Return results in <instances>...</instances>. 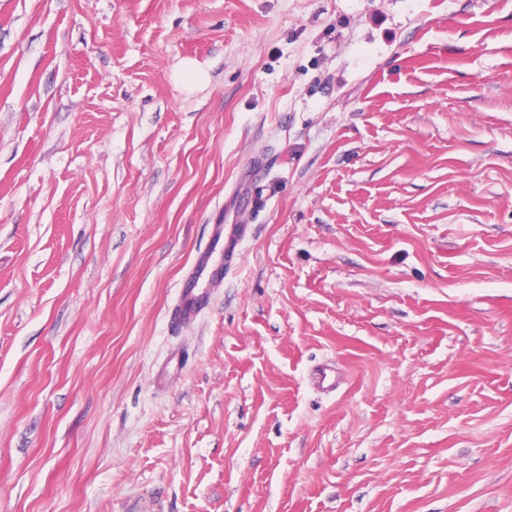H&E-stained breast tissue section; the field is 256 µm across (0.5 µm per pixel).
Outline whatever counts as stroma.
Returning <instances> with one entry per match:
<instances>
[{
  "instance_id": "stroma-1",
  "label": "stroma",
  "mask_w": 512,
  "mask_h": 512,
  "mask_svg": "<svg viewBox=\"0 0 512 512\" xmlns=\"http://www.w3.org/2000/svg\"><path fill=\"white\" fill-rule=\"evenodd\" d=\"M0 512H512V0H0ZM241 234V224L214 225L207 246L197 254L179 282L178 299L169 312L171 328L195 322L209 306L212 287L223 281L224 273L230 270Z\"/></svg>"
}]
</instances>
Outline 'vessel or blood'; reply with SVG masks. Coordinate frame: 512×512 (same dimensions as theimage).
I'll use <instances>...</instances> for the list:
<instances>
[{"label":"vessel or blood","instance_id":"obj_1","mask_svg":"<svg viewBox=\"0 0 512 512\" xmlns=\"http://www.w3.org/2000/svg\"><path fill=\"white\" fill-rule=\"evenodd\" d=\"M241 234L240 225H214L207 246L197 254L179 282L178 299L169 312L171 328L195 322L209 306L212 287L223 281Z\"/></svg>","mask_w":512,"mask_h":512}]
</instances>
